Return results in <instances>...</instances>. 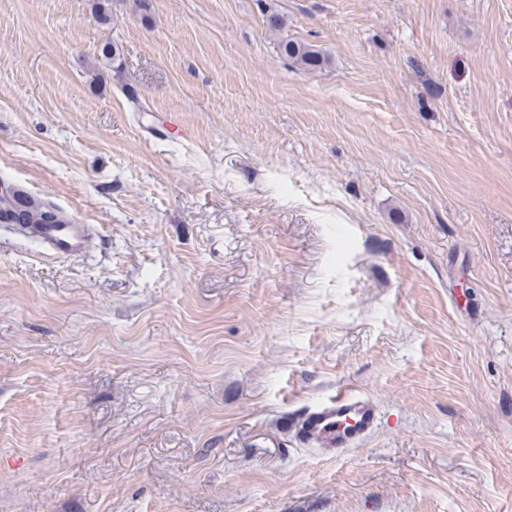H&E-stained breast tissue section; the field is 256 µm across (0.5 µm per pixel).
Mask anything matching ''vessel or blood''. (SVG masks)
Wrapping results in <instances>:
<instances>
[{"mask_svg":"<svg viewBox=\"0 0 512 512\" xmlns=\"http://www.w3.org/2000/svg\"><path fill=\"white\" fill-rule=\"evenodd\" d=\"M13 193V198L0 202V224L12 226L21 237L38 241L49 257L62 259L84 254L98 239L97 225L79 223L60 210L55 211L48 223H18L15 198L23 190L17 187ZM380 420V407L375 399L347 390L306 409L289 427L300 446L320 448L340 456L376 432Z\"/></svg>","mask_w":512,"mask_h":512,"instance_id":"obj_1","label":"vessel or blood"}]
</instances>
